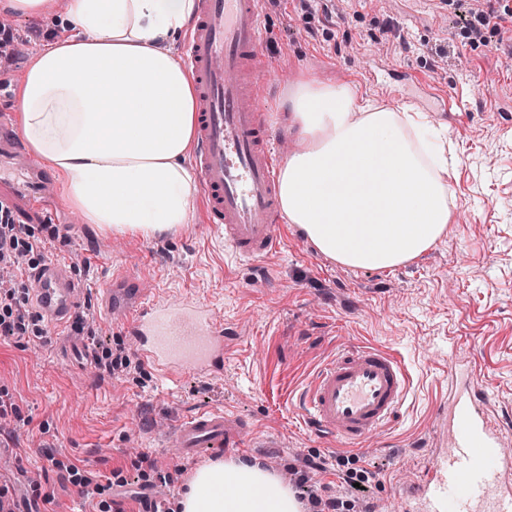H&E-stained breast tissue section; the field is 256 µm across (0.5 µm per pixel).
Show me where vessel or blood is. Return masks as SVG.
Returning a JSON list of instances; mask_svg holds the SVG:
<instances>
[{
	"instance_id": "obj_1",
	"label": "vessel or blood",
	"mask_w": 512,
	"mask_h": 512,
	"mask_svg": "<svg viewBox=\"0 0 512 512\" xmlns=\"http://www.w3.org/2000/svg\"><path fill=\"white\" fill-rule=\"evenodd\" d=\"M260 0H198L184 46L198 92L193 164L210 226L236 256L254 261L283 243L275 155L267 115L258 105L257 65L263 30ZM35 316L68 346H81L71 326L86 299L72 264L50 261L29 273ZM147 281L104 283L105 316L133 339L142 363L175 382L192 371H224L228 333L204 303L173 306L152 297ZM447 403L435 413L443 432L434 461L415 481L407 512H512V450L491 423V395L472 368L448 364ZM412 387L393 351L357 343L337 350L291 399L311 433L331 447L360 450L386 428ZM246 421L221 411L184 417L172 432L177 456L204 448H238Z\"/></svg>"
}]
</instances>
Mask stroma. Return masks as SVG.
Listing matches in <instances>:
<instances>
[{
	"instance_id": "stroma-1",
	"label": "stroma",
	"mask_w": 512,
	"mask_h": 512,
	"mask_svg": "<svg viewBox=\"0 0 512 512\" xmlns=\"http://www.w3.org/2000/svg\"><path fill=\"white\" fill-rule=\"evenodd\" d=\"M485 0L434 9L425 0H264L261 107L274 138L288 135L286 99L299 75L324 83L354 82L382 106L399 103L428 113L446 129L459 163L456 207L442 238L420 258L384 271L338 265L297 229L280 250L239 261L210 228L202 196L188 224L150 239L117 236L84 223L61 190L41 205L16 198L19 223L38 238L36 262L71 263L89 291L118 272L145 274L160 299L210 305L234 328L220 376L183 374L178 383L146 368L110 372L102 358L134 355L135 346L89 305L83 336L95 362L68 351L54 331L40 338L0 332V390L21 417L0 427V487L16 512H142L145 479L180 461L170 446L183 417L221 410L250 425L239 455L277 475L316 457L326 471L294 486L306 512L312 497L342 494L338 467L370 473L368 512H402L406 486L431 462L433 409L448 397V361L474 365L492 392L490 413L512 446V32L473 43L463 32ZM33 56L0 58V114L18 125L16 94ZM405 67L415 84L392 94L377 65ZM462 111L442 112L440 96ZM373 343L400 355L411 374L410 396L387 432L361 451L321 446L289 396L338 348ZM206 448L187 459L188 472L153 504L167 512L197 469L227 458ZM86 467L102 491L86 496L60 463Z\"/></svg>"
}]
</instances>
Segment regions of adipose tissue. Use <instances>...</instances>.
I'll list each match as a JSON object with an SVG mask.
<instances>
[{
	"mask_svg": "<svg viewBox=\"0 0 512 512\" xmlns=\"http://www.w3.org/2000/svg\"><path fill=\"white\" fill-rule=\"evenodd\" d=\"M196 0H67L61 35L20 89L19 134L49 160L64 200L117 236L175 233L192 208L182 159L195 127L192 73L160 44L183 34ZM300 141L281 166L288 224L336 263L387 270L430 249L454 204L448 137L423 112L382 108L352 83L303 77L287 99ZM175 512H301L259 462L233 456L197 471Z\"/></svg>",
	"mask_w": 512,
	"mask_h": 512,
	"instance_id": "ef3b65f1",
	"label": "adipose tissue"
}]
</instances>
